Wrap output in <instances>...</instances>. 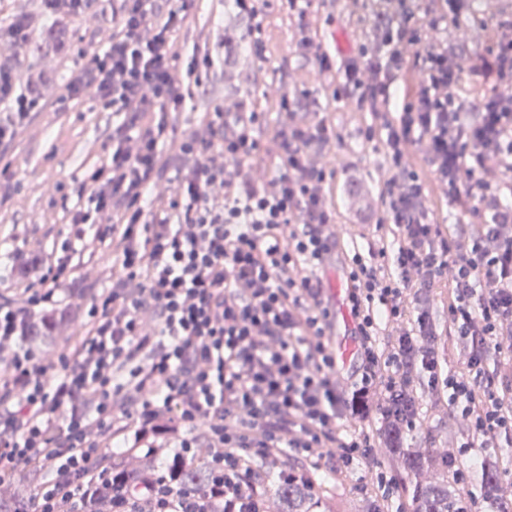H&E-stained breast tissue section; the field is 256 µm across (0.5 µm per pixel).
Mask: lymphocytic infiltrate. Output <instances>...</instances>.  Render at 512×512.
<instances>
[{"mask_svg":"<svg viewBox=\"0 0 512 512\" xmlns=\"http://www.w3.org/2000/svg\"><path fill=\"white\" fill-rule=\"evenodd\" d=\"M156 0H121L107 46L65 84L67 102L93 92L121 121L112 153L86 178L94 209H75L57 258L10 255L5 280L26 304L0 305V490L22 472L41 474L24 512H266L269 485L312 487L311 472L347 477L365 468L385 501L403 478L376 461L379 444L402 447L421 434L410 394L445 404L466 438L444 457L462 512H478L464 451H478L512 487V22L488 25V47L466 76L447 45L425 37L408 0L382 21V45L344 63L309 34L313 0H285L298 47L331 83L335 101L356 98L381 119L388 175L383 210L367 248L341 246L328 188L334 172L311 165L339 135L326 120L295 123L270 144L255 131L264 113L239 104L215 109L185 133L168 119L183 95L173 38L195 0L156 11ZM265 0H233L249 18L225 58L262 56L257 33ZM421 55L414 91L391 87L411 54ZM487 98L463 96L462 79ZM0 178L4 150L39 108L34 92L0 69ZM419 147L460 211L432 220L425 187L405 164ZM175 166L169 195L151 196ZM112 244V280L89 306L78 345L55 358L24 346L36 317L60 307L77 269L68 255ZM345 261L356 364L342 372L330 343V302L322 274ZM444 288L448 327L429 313ZM495 375H488V365ZM208 451L206 493L181 487L180 463ZM143 465L128 475L126 457ZM176 454L178 467L160 468ZM304 459L291 467L289 458Z\"/></svg>","mask_w":512,"mask_h":512,"instance_id":"obj_1","label":"lymphocytic infiltrate"}]
</instances>
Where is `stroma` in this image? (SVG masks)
I'll return each mask as SVG.
<instances>
[{"label": "stroma", "instance_id": "1", "mask_svg": "<svg viewBox=\"0 0 512 512\" xmlns=\"http://www.w3.org/2000/svg\"><path fill=\"white\" fill-rule=\"evenodd\" d=\"M119 0H97L93 13L75 18L71 32L88 53L101 50L112 36V14L119 11ZM380 0H315L309 13V28L322 47L344 61L361 47L373 46ZM231 10L229 0H196L195 7L177 33L183 55L209 52L216 60L204 80L205 87L185 96L174 117L182 131L197 127L203 113L215 107L234 111L238 102L250 101L265 115L260 140H270L277 131L298 120L326 119L340 139L314 160L332 169V200L345 243L359 242L369 232L368 212L379 203L384 172L381 144L367 141L371 119L353 102H332L329 91L316 72L313 61L296 48V38L279 0H269L263 11L261 38L265 57L243 56L236 66H225L224 21ZM27 13L36 23L27 42L0 40V61L10 62L22 86L33 85L44 105L21 127L10 145L6 159L11 164L9 183L0 185V241L6 248L44 254L60 250L68 229L69 213L77 201L89 168L101 163L112 148V127L118 116L105 110L90 96L58 109L56 101L77 65L73 58L39 52L37 46L50 21L42 0H0V19ZM429 40L461 43L464 62H471L487 47L482 23L453 18L437 29L427 30ZM305 95V108L291 114L277 103L281 93ZM109 247L98 254L73 255L80 271L62 290L66 304L88 308L91 294L108 285ZM465 429L449 419L445 408L429 412L419 445L445 448L462 440Z\"/></svg>", "mask_w": 512, "mask_h": 512}]
</instances>
